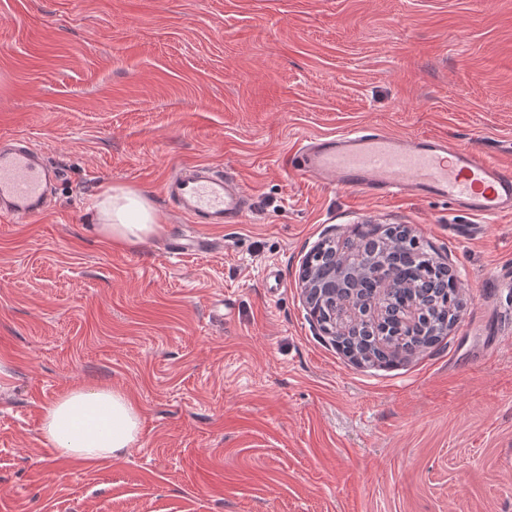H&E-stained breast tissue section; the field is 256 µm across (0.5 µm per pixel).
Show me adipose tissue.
Instances as JSON below:
<instances>
[{
	"label": "adipose tissue",
	"mask_w": 512,
	"mask_h": 512,
	"mask_svg": "<svg viewBox=\"0 0 512 512\" xmlns=\"http://www.w3.org/2000/svg\"><path fill=\"white\" fill-rule=\"evenodd\" d=\"M94 208L101 237L113 245L133 247L162 230L147 197L129 188H103ZM41 432L58 457L95 463L133 447L141 421L137 408L121 392L77 386L42 406Z\"/></svg>",
	"instance_id": "adipose-tissue-1"
}]
</instances>
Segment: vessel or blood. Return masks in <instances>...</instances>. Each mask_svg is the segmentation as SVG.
<instances>
[{"label":"vessel or blood","instance_id":"b4317fda","mask_svg":"<svg viewBox=\"0 0 512 512\" xmlns=\"http://www.w3.org/2000/svg\"><path fill=\"white\" fill-rule=\"evenodd\" d=\"M296 170L339 189L440 198L481 217L512 214V172L437 137L403 138L370 127L316 136L299 150ZM53 181L25 138L0 142L1 216L23 220L46 212ZM163 192L193 224H240L252 209L239 181L204 164L177 170Z\"/></svg>","mask_w":512,"mask_h":512}]
</instances>
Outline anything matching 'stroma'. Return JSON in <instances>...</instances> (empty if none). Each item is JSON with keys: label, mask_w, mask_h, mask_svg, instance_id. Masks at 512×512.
I'll use <instances>...</instances> for the list:
<instances>
[{"label": "stroma", "mask_w": 512, "mask_h": 512, "mask_svg": "<svg viewBox=\"0 0 512 512\" xmlns=\"http://www.w3.org/2000/svg\"><path fill=\"white\" fill-rule=\"evenodd\" d=\"M355 126L512 165V0H0V136L58 174L49 214L0 218L7 512H512V216L294 172L305 137ZM190 164L251 189L244 223L178 214L162 185ZM106 185L162 233L102 241ZM365 221L408 227L462 293L448 335L391 365L341 353L299 287ZM193 231L212 250L174 255ZM100 384L138 442L55 458L42 405Z\"/></svg>", "instance_id": "obj_1"}]
</instances>
